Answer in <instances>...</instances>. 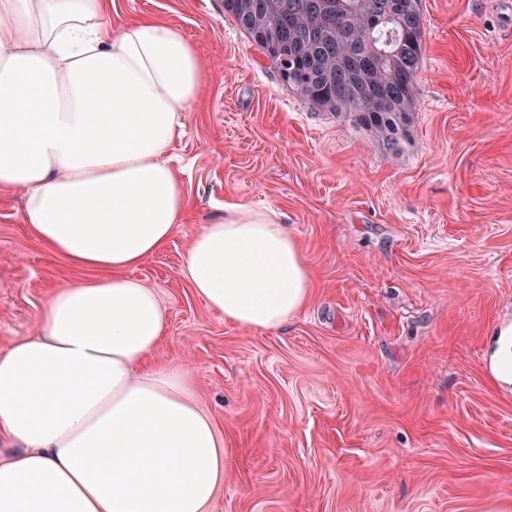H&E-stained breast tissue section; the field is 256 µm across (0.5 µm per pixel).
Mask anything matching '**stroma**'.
<instances>
[{
    "label": "stroma",
    "instance_id": "obj_1",
    "mask_svg": "<svg viewBox=\"0 0 512 512\" xmlns=\"http://www.w3.org/2000/svg\"><path fill=\"white\" fill-rule=\"evenodd\" d=\"M408 135L392 146L301 100L224 0H115L113 24L179 28L212 77L171 152L187 219L131 270L168 310L152 358L182 367L224 443L212 512H475L512 500V391L489 371L512 319V0H422ZM275 214L311 278L276 331L226 323L183 274L225 208ZM0 189V350L54 290Z\"/></svg>",
    "mask_w": 512,
    "mask_h": 512
}]
</instances>
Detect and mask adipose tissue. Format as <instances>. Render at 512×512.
<instances>
[{"instance_id": "1", "label": "adipose tissue", "mask_w": 512, "mask_h": 512, "mask_svg": "<svg viewBox=\"0 0 512 512\" xmlns=\"http://www.w3.org/2000/svg\"><path fill=\"white\" fill-rule=\"evenodd\" d=\"M113 0H0V189L55 257L98 270L58 288L39 328L0 351V512H210L224 448L191 377L150 359L169 317L129 271L160 250L188 201L170 163L211 74L174 26L112 24ZM225 322L274 331L310 299L276 218L238 204L183 256Z\"/></svg>"}]
</instances>
